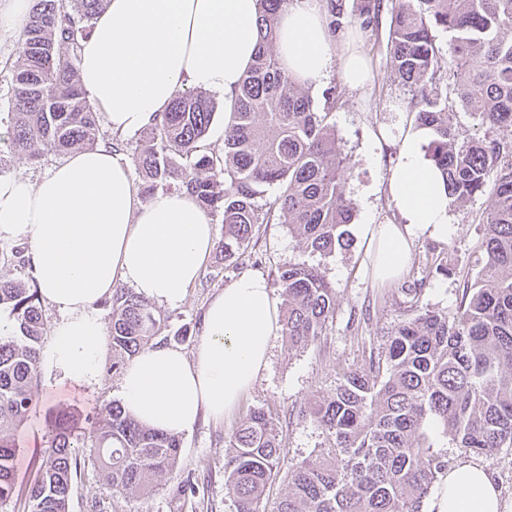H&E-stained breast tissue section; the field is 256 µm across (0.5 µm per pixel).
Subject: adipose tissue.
<instances>
[{
  "mask_svg": "<svg viewBox=\"0 0 512 512\" xmlns=\"http://www.w3.org/2000/svg\"><path fill=\"white\" fill-rule=\"evenodd\" d=\"M259 0H107L81 45L79 80L103 124L127 134L167 110L182 89L232 100L258 42ZM282 68L308 86L339 75L362 90L372 68L362 40L328 30L321 0H291L278 18ZM431 133L400 139L388 192L399 224H362L376 281L396 279L411 261V237L447 240L450 199L425 152ZM0 240L25 248L42 298L62 314L40 367L48 381L83 386L102 376L108 338L97 310L117 283L171 306L182 302L215 247L214 226L191 196L158 192L141 200L131 164L107 147L70 154L38 180L0 177ZM280 328L266 280L244 274L209 303L193 355L153 346L123 369L124 408L170 433L200 413L224 420L267 365ZM430 512H507L493 475L476 464L442 474Z\"/></svg>",
  "mask_w": 512,
  "mask_h": 512,
  "instance_id": "ef3b65f1",
  "label": "adipose tissue"
}]
</instances>
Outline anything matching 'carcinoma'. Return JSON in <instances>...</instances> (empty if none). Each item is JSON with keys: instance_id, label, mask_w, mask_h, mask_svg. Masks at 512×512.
Instances as JSON below:
<instances>
[{"instance_id": "1", "label": "carcinoma", "mask_w": 512, "mask_h": 512, "mask_svg": "<svg viewBox=\"0 0 512 512\" xmlns=\"http://www.w3.org/2000/svg\"><path fill=\"white\" fill-rule=\"evenodd\" d=\"M106 0H30L11 67L8 146L31 160L92 150L98 116L79 83L81 42ZM291 0H260L254 61L230 105L224 154L205 151L215 104L202 90L177 93L167 111L141 131L131 162L151 197L173 186L221 213L229 261L245 250L255 226L284 219L313 253L347 245L343 227L352 208L343 193L350 169L327 117L340 100L324 90V111L308 88L280 66L277 22ZM331 34L358 26L374 31L390 12V66L412 92L416 123L431 130L428 157L441 172L451 204L490 192L482 258L456 317L432 310L401 320L385 350L347 370L333 393L318 396L310 416L332 441L322 459L291 473L277 512H421L448 461L433 451L429 430L443 426L461 448L491 454L512 446V0H323ZM452 35L443 60L432 31ZM478 119L481 137L459 142L455 105ZM186 164H181V161ZM277 184L280 194L256 199ZM285 296L282 331L296 347L322 334L336 309V289L304 262L279 270ZM112 322V369L158 344L151 304L123 288L106 301ZM0 307L10 309L11 333L0 336V508L15 495L14 430L38 386L43 318L38 288L0 277ZM279 432L262 409L246 415L228 440L225 487L238 512H258L281 461ZM102 473L109 494L145 495L155 479L180 464L179 436L141 425L119 404L77 429L63 412L49 431L29 488L28 512H69L79 449Z\"/></svg>"}]
</instances>
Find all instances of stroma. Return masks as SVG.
Returning a JSON list of instances; mask_svg holds the SVG:
<instances>
[{"label": "stroma", "mask_w": 512, "mask_h": 512, "mask_svg": "<svg viewBox=\"0 0 512 512\" xmlns=\"http://www.w3.org/2000/svg\"><path fill=\"white\" fill-rule=\"evenodd\" d=\"M390 17L382 15L377 31L364 35L374 80L363 91H343L328 118L338 143L352 166L344 177V196L354 210L347 225L348 248L329 255L305 250L288 224L257 225L255 235L236 263L216 258L205 263L196 283L175 306L155 304L161 318L160 337L168 346L193 354L203 329L208 303L224 286L251 272L275 281L279 267L304 262L320 267L336 290V310L321 336L302 347L275 336L268 364L238 410L224 421L201 417L181 433L179 470L155 483L151 493L141 496L111 495L102 487L97 467L82 464L74 484L69 512H237V503L224 486L226 443L232 430L251 410L261 408L276 423L284 448L281 468L272 481L259 512H274L288 492L289 472L304 460L326 456L330 443L309 415L316 395L334 392L344 370L368 363L370 354L381 351L391 329L410 309L423 307L440 314L455 315L467 284L473 283L483 239V214L488 198L481 195L465 206L451 208L453 229L447 240L420 234L412 243L413 259L404 275L390 285L373 281L365 241L358 224L400 222L401 217L387 190L399 138L415 115L409 110L412 94L402 85L387 59ZM445 273H436V265ZM120 373L104 367L93 387L67 386L49 394L39 389L15 438V486L17 494L7 512H27L26 493L40 465V453L51 424L60 412L70 413L79 426H88L108 403L120 399ZM430 441L450 465L478 464L493 472L503 498L512 503V447L478 455L457 447L451 435L432 430ZM195 482L194 492L181 489L184 478Z\"/></svg>", "instance_id": "35a3bbf8"}]
</instances>
